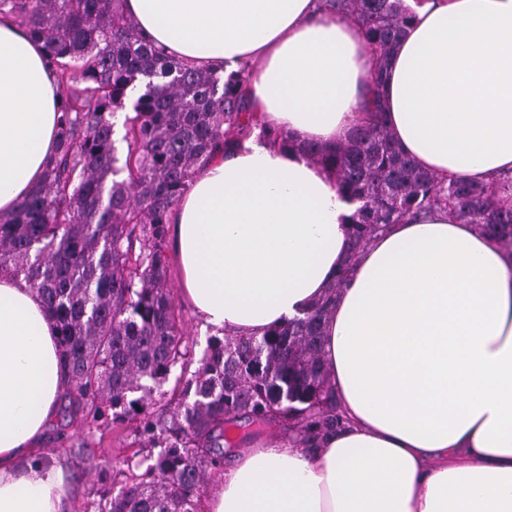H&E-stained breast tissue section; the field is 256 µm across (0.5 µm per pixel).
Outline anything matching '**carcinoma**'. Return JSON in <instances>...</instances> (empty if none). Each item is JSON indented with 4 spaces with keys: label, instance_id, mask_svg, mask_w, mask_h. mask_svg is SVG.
<instances>
[{
    "label": "carcinoma",
    "instance_id": "cac0c4a2",
    "mask_svg": "<svg viewBox=\"0 0 512 512\" xmlns=\"http://www.w3.org/2000/svg\"><path fill=\"white\" fill-rule=\"evenodd\" d=\"M124 2L0 0V14L42 42L62 112L41 180L0 213V272L23 278L54 320L69 416L134 421L140 441L159 449L123 460L124 485L95 493L86 512H198L203 464L222 465L241 421L281 424L308 448L345 427L321 328L369 242L407 216L446 208L512 251V205L501 197L512 180L443 181L418 168L396 144L383 100L410 6L328 0L354 18L374 59L366 120L353 138L333 152L305 147L333 170L338 192L359 202L347 260L304 317L261 337L216 334L197 360L167 287V225L215 147L228 151L254 133L280 145L285 138L247 111L248 66L225 78L185 64L143 36ZM138 84L144 92L125 116L121 154L113 118ZM177 367L182 378L152 409L154 389Z\"/></svg>",
    "mask_w": 512,
    "mask_h": 512
}]
</instances>
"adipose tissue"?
<instances>
[{
    "label": "adipose tissue",
    "instance_id": "obj_1",
    "mask_svg": "<svg viewBox=\"0 0 512 512\" xmlns=\"http://www.w3.org/2000/svg\"><path fill=\"white\" fill-rule=\"evenodd\" d=\"M143 34L197 67L249 66V108L291 149L215 152L169 228L203 327L263 335L304 316L345 263L355 203L304 147L350 140L373 66L324 0H126ZM383 96L397 142L441 179L512 174V0L414 6ZM0 16V212L41 178L60 89ZM57 331L0 277V512H64L42 447L66 393ZM347 424L313 450L268 443L225 471L208 512H512V252L446 210L391 225L322 327Z\"/></svg>",
    "mask_w": 512,
    "mask_h": 512
}]
</instances>
